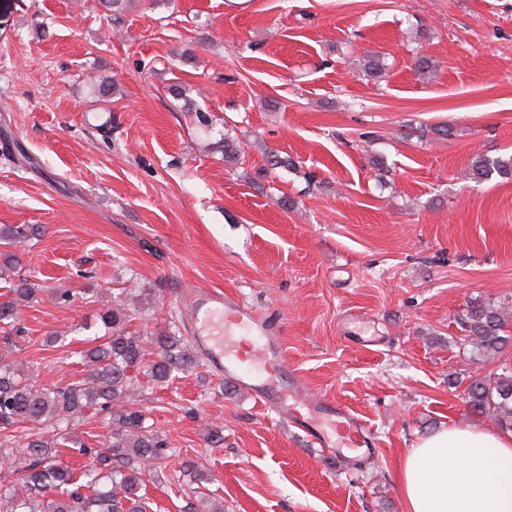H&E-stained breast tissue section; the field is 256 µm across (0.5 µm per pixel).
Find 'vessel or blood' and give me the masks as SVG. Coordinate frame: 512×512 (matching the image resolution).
I'll list each match as a JSON object with an SVG mask.
<instances>
[{
    "label": "vessel or blood",
    "mask_w": 512,
    "mask_h": 512,
    "mask_svg": "<svg viewBox=\"0 0 512 512\" xmlns=\"http://www.w3.org/2000/svg\"><path fill=\"white\" fill-rule=\"evenodd\" d=\"M190 302L187 329L193 347L218 374L251 387L286 424L325 451H332L341 437L361 455L374 451L377 440L362 420L338 403L309 400L298 378L284 380L285 354L279 330L269 317L217 291L192 294ZM257 366L267 373L260 382L253 377Z\"/></svg>",
    "instance_id": "b4317fda"
}]
</instances>
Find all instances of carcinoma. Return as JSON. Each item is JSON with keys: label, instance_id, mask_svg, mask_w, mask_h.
Listing matches in <instances>:
<instances>
[{"label": "carcinoma", "instance_id": "obj_1", "mask_svg": "<svg viewBox=\"0 0 512 512\" xmlns=\"http://www.w3.org/2000/svg\"><path fill=\"white\" fill-rule=\"evenodd\" d=\"M512 175V156L474 155L469 176L475 181L493 174ZM29 226H0V282L9 288V299L0 302V460L19 475L21 483L0 478V512H147L139 495L143 476L165 454L161 434L146 424L143 411L129 403L130 392L142 370L154 381L168 380L172 372L195 364L190 345L181 337L159 332L150 338L130 331L134 319L123 293L112 296L102 314L106 331L81 352L85 373L81 377L40 387L33 373L8 360L22 333L21 303L39 292L26 275L16 254L9 251L33 235ZM508 317L493 306H467L462 327L464 341L473 349L498 353L507 344ZM155 347L148 358L146 346ZM503 373L477 378L467 390L472 414L512 429V367ZM109 414L107 433L99 448H87L71 437L70 424L84 411ZM73 445L94 455L95 464L76 473L57 459L58 446Z\"/></svg>", "mask_w": 512, "mask_h": 512}]
</instances>
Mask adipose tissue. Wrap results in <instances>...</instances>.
<instances>
[{"label":"adipose tissue","mask_w":512,"mask_h":512,"mask_svg":"<svg viewBox=\"0 0 512 512\" xmlns=\"http://www.w3.org/2000/svg\"><path fill=\"white\" fill-rule=\"evenodd\" d=\"M405 512H512V432L455 425L400 459Z\"/></svg>","instance_id":"1"}]
</instances>
